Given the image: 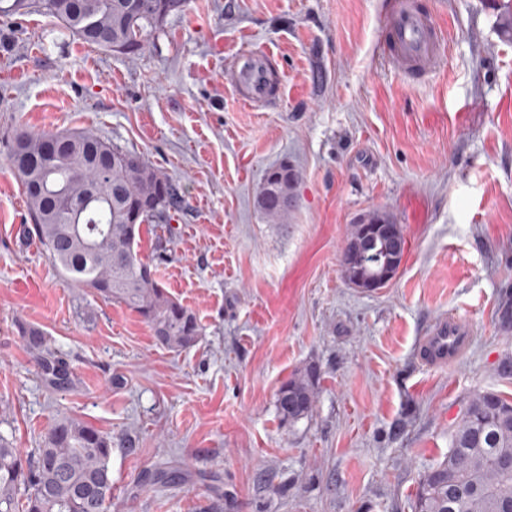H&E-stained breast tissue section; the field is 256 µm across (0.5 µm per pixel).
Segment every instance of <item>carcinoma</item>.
Masks as SVG:
<instances>
[{"instance_id":"1","label":"carcinoma","mask_w":512,"mask_h":512,"mask_svg":"<svg viewBox=\"0 0 512 512\" xmlns=\"http://www.w3.org/2000/svg\"><path fill=\"white\" fill-rule=\"evenodd\" d=\"M184 0H42L66 31L84 43L128 57L140 54L165 18ZM9 162L26 198L27 234L48 252L69 285L90 288L125 304L164 346L183 349L200 335L196 315L168 295L159 274L163 253H139L141 226L168 224L182 199L177 187L144 159L92 131L45 133L20 130ZM297 171L283 163L266 172L256 198L267 216L283 220L297 205ZM372 212L353 225L346 249L375 251L361 224H389ZM97 250L89 252L87 245ZM41 353L43 375L53 387L68 383L66 364L47 348L44 333L21 327ZM320 380L310 365L276 393L280 420L292 424L314 408ZM112 443L95 427L58 419L41 448L23 460L0 435V512H108L112 499ZM512 401L493 391L473 395L450 432L448 456L420 475L415 512H512Z\"/></svg>"}]
</instances>
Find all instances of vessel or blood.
<instances>
[{"instance_id":"vessel-or-blood-1","label":"vessel or blood","mask_w":512,"mask_h":512,"mask_svg":"<svg viewBox=\"0 0 512 512\" xmlns=\"http://www.w3.org/2000/svg\"><path fill=\"white\" fill-rule=\"evenodd\" d=\"M442 29L434 11L422 9L417 0H393L388 22L385 60L394 70L421 76L432 74L439 63ZM234 86L246 104L274 100L268 56L248 50L237 56ZM471 326L456 316L437 321L419 345L425 365L446 367L457 362L472 343Z\"/></svg>"}]
</instances>
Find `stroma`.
<instances>
[{"instance_id": "1", "label": "stroma", "mask_w": 512, "mask_h": 512, "mask_svg": "<svg viewBox=\"0 0 512 512\" xmlns=\"http://www.w3.org/2000/svg\"><path fill=\"white\" fill-rule=\"evenodd\" d=\"M388 0H186L127 58L82 43L45 10L0 13V433L23 455L69 416L112 438L109 512H413L418 477L448 454L468 397L512 399V43L504 0H422L447 34L425 82L388 68ZM270 54L268 104L234 91L241 47ZM91 130L177 184L182 208L140 252L197 316L184 350L141 317L65 284L28 237L8 161L17 129ZM299 172L286 223L255 199ZM387 212L404 260L383 288L343 274L358 219ZM473 344L422 365L432 321ZM41 327L70 382L46 384L19 328ZM320 371L312 413L282 424L276 392ZM177 473L149 484L145 472Z\"/></svg>"}]
</instances>
